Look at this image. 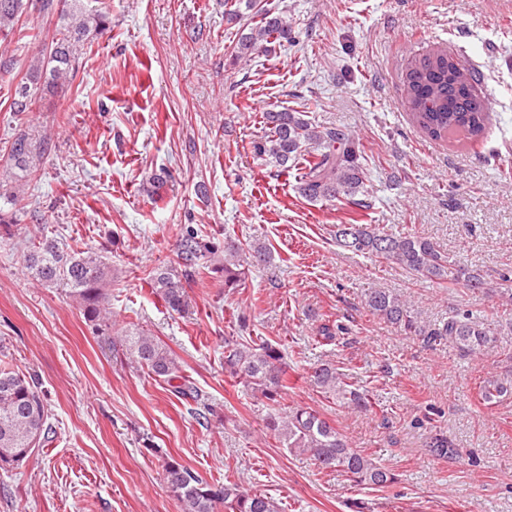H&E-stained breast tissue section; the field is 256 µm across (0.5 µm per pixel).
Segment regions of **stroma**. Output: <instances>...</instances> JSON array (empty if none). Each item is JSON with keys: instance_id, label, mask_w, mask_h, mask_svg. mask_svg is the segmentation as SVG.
Wrapping results in <instances>:
<instances>
[{"instance_id": "stroma-1", "label": "stroma", "mask_w": 512, "mask_h": 512, "mask_svg": "<svg viewBox=\"0 0 512 512\" xmlns=\"http://www.w3.org/2000/svg\"><path fill=\"white\" fill-rule=\"evenodd\" d=\"M290 40L251 60L233 48L253 25L238 0H83L110 25L84 44L65 92L16 113V87L57 19L30 12L0 35V170L18 131L49 150L24 193L0 186V362L37 377L51 438L0 468V512H181L162 464L271 496L280 512H512V395L485 406L490 375L512 380V0H261ZM445 50L481 75L492 122L477 140H433L405 103L409 58ZM352 130L373 171L369 208L302 197L294 176L256 158L265 109ZM376 224L437 242L481 270L484 287L429 280L338 248L335 225ZM216 244L262 245L244 287L203 270L185 315L148 274L176 258L183 225ZM108 248L112 331L144 329L179 359L214 411L114 356L65 290L26 274L29 237ZM376 289L404 294L441 324L469 310L498 339L465 355L372 316ZM344 328L321 340L322 324ZM268 339L288 363L281 407L307 405L396 476L378 489L289 454L266 427L271 403L224 373L225 340ZM332 362L369 398L356 412L307 380ZM446 438L454 453L432 451Z\"/></svg>"}]
</instances>
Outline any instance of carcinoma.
<instances>
[{
  "label": "carcinoma",
  "instance_id": "obj_1",
  "mask_svg": "<svg viewBox=\"0 0 512 512\" xmlns=\"http://www.w3.org/2000/svg\"><path fill=\"white\" fill-rule=\"evenodd\" d=\"M259 20L250 32L241 35L234 47L235 57L248 60L258 50L276 41L291 39L287 17L258 7L257 0H242ZM36 10L57 15L59 27L52 37L48 56L31 66L11 103L15 112H31L36 104L37 86L45 84L53 91H65L68 75L76 70L79 52L92 35L104 33L109 21L105 13L85 10L81 0H0V34L12 29L20 18ZM476 70L443 50L411 59L405 69V100L417 127L433 139H477L492 115L485 97L478 91ZM265 133L253 142L254 154L289 171L304 164L298 179V192L311 202L343 198L361 207L368 194L369 174L358 161L355 137L337 127H320L306 113L270 109L263 113ZM46 139H35L26 131L15 134L6 146L11 167L5 178L21 184L35 173V161L48 151ZM336 245L353 252L392 261L430 280L479 290L485 284L477 269L456 267L447 253L427 237L414 233L388 234L374 224H338ZM214 243L186 227L181 230L176 260L150 272L152 293L165 307L177 314L188 310L186 284L199 269L224 276V287L240 288L249 268L266 262V250L243 247L233 240L224 241V261L215 259ZM25 269L31 278L45 287L67 290L83 315L105 343L117 349L120 359L148 374L170 383L179 378L180 366L174 353L157 337L145 331L112 335L109 295L112 265L107 258L91 251L67 248L57 238L40 235L30 241ZM371 314L406 332L423 337L427 343L443 339L466 354H489L497 348V338L485 323L467 312H456L434 326L418 318V312L403 295L375 290L366 298ZM224 372L231 378L276 404L287 388L288 364L277 342L228 341L224 346ZM310 385L353 410L368 407L366 394L336 371L331 362L314 367L308 376ZM174 391L196 403L195 414L207 419L209 405L197 391L185 384ZM512 394V384L497 376L483 380L480 397L487 406ZM49 410L36 378L5 365L0 366V465L22 463L45 439ZM267 428L294 455L308 454L325 470L342 471L357 485L385 487L394 482V474L373 464L354 449L347 436L313 408L296 404L288 411L270 416ZM167 488L180 503L182 512H216L219 503L224 512H278L274 500L262 493L241 490L238 483L225 480L211 485L178 461H163Z\"/></svg>",
  "mask_w": 512,
  "mask_h": 512
}]
</instances>
